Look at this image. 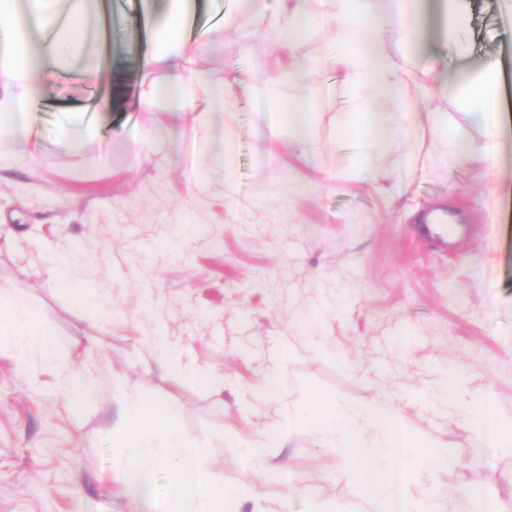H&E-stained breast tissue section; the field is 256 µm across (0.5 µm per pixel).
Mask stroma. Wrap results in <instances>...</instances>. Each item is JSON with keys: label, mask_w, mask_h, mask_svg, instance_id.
I'll list each match as a JSON object with an SVG mask.
<instances>
[{"label": "stroma", "mask_w": 512, "mask_h": 512, "mask_svg": "<svg viewBox=\"0 0 512 512\" xmlns=\"http://www.w3.org/2000/svg\"><path fill=\"white\" fill-rule=\"evenodd\" d=\"M170 8L153 0L147 39L129 7L111 34L132 48L126 60L92 47V17L77 21V54L36 77L33 136L0 146V215L15 231L0 238V300L53 330L59 364L35 359L23 373L0 355V512H157L167 472L156 474V496H144L116 463L120 379L139 387L149 412L175 409L185 439L208 440L214 482L255 484L268 512L356 497L359 484L307 435L277 451L284 483H256L242 444L279 408L253 399L272 377L287 401L393 396L412 428L447 440L460 462L447 484L492 472L480 508L457 497L455 512H512V451L487 453L453 411L421 401L453 370L512 414V136L500 139L487 177L480 162L455 163L451 144L408 132L373 158L386 174L378 188L338 143L350 92L323 75L281 88L283 99L318 104L314 153L290 152L287 120L268 130L256 97L291 57L320 59L346 32L317 28L290 57L251 38L256 20L241 6L226 29L197 41L209 88L228 81L234 96L223 111L174 116L141 80ZM468 41L462 61L434 37L407 44L404 67L433 55L443 64L426 97L383 100L379 111L447 114L482 149L487 129L463 106L457 73L512 48L503 0H468ZM437 207L467 227L447 251L418 231ZM68 249L89 275L64 292L41 270ZM171 355L197 378H162L158 362ZM72 372L94 378V396L67 397Z\"/></svg>", "instance_id": "obj_1"}]
</instances>
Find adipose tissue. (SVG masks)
Segmentation results:
<instances>
[{"label":"adipose tissue","mask_w":512,"mask_h":512,"mask_svg":"<svg viewBox=\"0 0 512 512\" xmlns=\"http://www.w3.org/2000/svg\"><path fill=\"white\" fill-rule=\"evenodd\" d=\"M247 2L257 20V32H270L274 48L284 54H293L297 44L322 22L321 17L305 9L304 0H278V9L272 14L267 11V0ZM377 2L339 0L340 9L334 17L339 26L349 19L359 21L350 43L334 51L324 65L325 70L338 74L356 95L350 103L348 117L338 130L340 141L384 152L397 144L403 125L409 123L429 132L433 140L451 141L459 163L487 160V152L477 151L469 141L459 137L456 128L450 127L441 113L415 109L395 119L374 110V100L402 98L411 90L425 91L437 72L433 64L415 70L398 67L383 39L384 32H391L396 46L400 47L408 40L424 38L426 17L420 0H386L388 27L384 30L378 26ZM49 4L50 0H25L22 12L18 13L13 0H0V25L12 31L10 40L0 44V142L32 135L28 118L34 100L30 64L60 59L61 49L68 41L69 25L58 23V14ZM185 12V0H173L169 38L144 59L142 78L155 84L172 113L221 109L234 94L232 84H225L223 90L201 101L185 81L189 71L196 82L205 80L202 72L193 69L195 50L185 35ZM161 61L166 68L160 73L156 65ZM457 81L465 89L466 108L480 115L489 128L491 141H498L504 113L497 61L488 59L477 72L460 74ZM316 116L313 103L301 100L290 106L289 148L308 153ZM52 336V331L27 311L0 306V354L9 355L22 365L35 354L46 367H54ZM461 382L458 374H449V387L442 394L443 400L476 432L485 447L511 448L512 416L499 413L486 392L473 394L464 401L456 400L453 390ZM116 391L125 410L124 419L117 424L121 435L118 462L134 492L150 493L156 471L164 469L170 475V484L159 512H247L248 506L255 504L256 498L248 487L224 489L214 485L203 465L204 446L182 437L172 409L148 416L135 389L120 382Z\"/></svg>","instance_id":"obj_1"}]
</instances>
